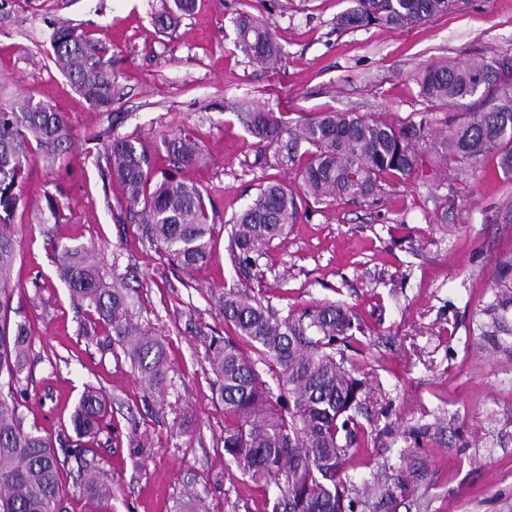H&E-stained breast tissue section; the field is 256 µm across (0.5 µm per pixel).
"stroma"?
Masks as SVG:
<instances>
[{"instance_id": "35a3bbf8", "label": "stroma", "mask_w": 512, "mask_h": 512, "mask_svg": "<svg viewBox=\"0 0 512 512\" xmlns=\"http://www.w3.org/2000/svg\"><path fill=\"white\" fill-rule=\"evenodd\" d=\"M165 2L0 0V97L49 105L71 134L60 157L31 149L11 218L9 315L34 336L17 386L25 427L60 433L84 387L96 386L108 425L88 456L112 484L111 512H177L189 487L208 512H271L224 454V405L208 362L211 338L235 333L214 296L244 282L281 313L339 302L365 323L361 344L345 351L371 400L370 434L349 474L400 465L409 449L423 477L399 512H512V357L473 331L496 259L512 251V224L491 221L512 196L495 156L435 175L424 160L423 175L385 183L373 199L307 200L288 235L267 247L260 278L242 280L227 251L233 219L259 186L300 183L285 143L259 142L241 106L274 112L288 129L321 112L444 128L455 110L421 96L422 71L512 57V0H468L420 25L355 30L336 25L350 0H197L176 31L162 33L153 18ZM243 13L271 26L277 68L235 50ZM60 25L105 43L110 109L85 101L54 63ZM171 132L197 142V162L178 174L212 203L213 257L192 271L146 240L107 157L113 137H130L170 168L162 136ZM58 244L98 246L105 280L130 288L132 320L167 351L163 403L148 399L119 347L84 335L83 312L57 273Z\"/></svg>"}]
</instances>
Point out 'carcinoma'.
Listing matches in <instances>:
<instances>
[{"instance_id": "obj_1", "label": "carcinoma", "mask_w": 512, "mask_h": 512, "mask_svg": "<svg viewBox=\"0 0 512 512\" xmlns=\"http://www.w3.org/2000/svg\"><path fill=\"white\" fill-rule=\"evenodd\" d=\"M338 26L402 28L422 24L456 10L461 0H350ZM195 8V0H172L155 18L162 30L174 29ZM235 46L262 63L275 64L280 47L259 19L236 22ZM56 61L78 92L94 106L112 105L114 84L107 47L72 28L54 31ZM512 60L496 55L426 68L420 78L424 98L479 106L448 121L436 134L427 122L397 127L356 112H322L302 123L288 140L313 147L299 178L303 194L315 200L343 195L369 199L387 181H405L424 155L438 166H468L487 155L512 179V85L505 77ZM248 131L270 145L285 129L271 112L245 116ZM69 141L65 115L30 99L0 104V387L13 391L27 368L33 334L27 323H13L4 295L17 257L9 225L21 200V183L32 145L53 156ZM165 150L177 165L196 160L187 137L168 134ZM112 175L122 185L129 210L142 218L147 240L176 266L193 270L211 257L212 225L201 190L170 172H157L151 155L136 140L117 137L109 145ZM298 194L270 183L260 188L237 217L229 237L235 265L249 271L265 249L286 234L299 216ZM57 272L71 296L86 307L83 331L103 329L147 385L151 397L165 391L164 344L141 332L129 315L130 296L121 283L107 284L92 248L55 246ZM492 299L480 310L476 331L493 350L512 353V252L495 266ZM224 321L236 336L213 338L210 360L218 397L224 404V454L265 494H274L272 512H396L414 495L418 469L383 465L359 487L345 469L364 437L359 417L367 414L363 382L346 367L339 345L365 335L364 324L349 308L322 303L281 316L264 296L250 288H229L217 296ZM248 344L256 358L244 354ZM107 415L103 394L92 386L81 393L71 417L77 439L94 437ZM83 454L80 444L25 430L17 401L0 397V512H65L58 451ZM82 495L99 504L112 487L97 466L80 459Z\"/></svg>"}]
</instances>
